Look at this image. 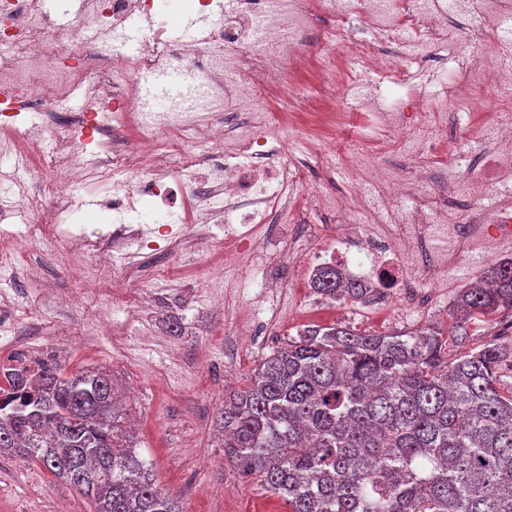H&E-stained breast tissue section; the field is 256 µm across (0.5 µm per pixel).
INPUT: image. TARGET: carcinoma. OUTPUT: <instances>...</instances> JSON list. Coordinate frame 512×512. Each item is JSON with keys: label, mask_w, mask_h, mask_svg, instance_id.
I'll list each match as a JSON object with an SVG mask.
<instances>
[{"label": "carcinoma", "mask_w": 512, "mask_h": 512, "mask_svg": "<svg viewBox=\"0 0 512 512\" xmlns=\"http://www.w3.org/2000/svg\"><path fill=\"white\" fill-rule=\"evenodd\" d=\"M330 300L367 298L333 266L312 277ZM512 313V257L457 291V330L361 334L308 327L224 397V456L288 512H512V392L496 338L450 357L465 325ZM0 453L38 461L94 512H181L159 492L121 424L112 378L59 365L3 374Z\"/></svg>", "instance_id": "carcinoma-1"}]
</instances>
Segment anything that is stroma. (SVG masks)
<instances>
[{
  "label": "stroma",
  "mask_w": 512,
  "mask_h": 512,
  "mask_svg": "<svg viewBox=\"0 0 512 512\" xmlns=\"http://www.w3.org/2000/svg\"><path fill=\"white\" fill-rule=\"evenodd\" d=\"M335 38L332 22L320 19L306 49L307 64L289 70V80L309 88L319 84L325 72L320 49ZM259 107L306 144H326L328 163L336 170L327 189L336 197H353L364 175V164L352 162L359 139L370 141L375 163L407 166L392 132L372 122L352 98L329 97L304 112L282 111L269 99ZM75 192L82 204L73 223L116 228L101 204L106 184L90 183ZM340 229L323 212L308 224L274 225L254 266L245 271L225 265L223 283L213 288L201 287L196 270L184 260L223 263L211 241L223 232L219 224L174 225L180 243L172 249L160 239L143 255L126 247L125 265L108 277L93 255L66 260L34 246L15 278L0 280V317L13 321L16 335L53 348L64 373L101 369L118 391L127 392L123 420L137 452L151 463L156 487L181 512H287L282 500L226 460L218 423L226 390L246 387L264 357L308 326L339 323L365 334L452 328L456 291L487 266L478 256L449 269L446 281L434 288H394L367 302H323L309 279L297 278L293 259L306 252L316 232ZM99 308L111 316L103 329L91 320ZM466 330L467 339L451 345V352L498 338L506 348L497 370L499 387L512 391V317L502 314ZM92 509L89 500L41 464L0 456V512Z\"/></svg>",
  "instance_id": "35a3bbf8"
}]
</instances>
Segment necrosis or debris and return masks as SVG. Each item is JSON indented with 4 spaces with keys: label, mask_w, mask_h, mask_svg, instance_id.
I'll list each match as a JSON object with an SVG mask.
<instances>
[{
    "label": "necrosis or debris",
    "mask_w": 512,
    "mask_h": 512,
    "mask_svg": "<svg viewBox=\"0 0 512 512\" xmlns=\"http://www.w3.org/2000/svg\"><path fill=\"white\" fill-rule=\"evenodd\" d=\"M165 2L86 0L83 18L62 32L44 12L43 0H0V145L13 152L18 165L44 167L49 186L76 179L108 182L105 206L122 218L138 214L148 197L161 201L171 214L190 206L192 223L225 225L223 238L214 245L228 258L255 257L256 227L277 222L288 206H333L321 183L308 178L305 160L267 126L247 127L237 148L216 145L226 134V107L251 112L261 99L303 97L302 88L288 86L285 75L301 59L316 13L332 16L342 35L338 49L343 56L399 85L411 78L406 59L425 65L433 48L457 45L462 34L492 56L512 49V0H382L391 18L387 24L376 23L371 0H191L211 24L179 46L165 37ZM138 16L144 19L141 47L128 57L115 44L128 20ZM355 18L370 22V37H347ZM491 18L496 21L492 28L487 25ZM88 24L96 39L87 46L81 31ZM168 69L182 74L189 93L171 112L160 113L141 102L138 81ZM483 76L477 61L458 56L448 91V104L457 116L472 109V91ZM495 79L502 90L495 104L497 141L481 164L473 163L470 151L447 148L443 129L426 111L412 114L401 132L435 166L468 178L469 208L437 203L438 184L431 173L383 181L381 194L370 197L368 207L389 212L393 232L382 234L363 220L351 221L336 242H317L303 264L322 260L382 290L419 288L446 277L449 265L466 263L473 248L490 259L500 243L512 240V206H483L500 194L505 175L512 172V74L501 71ZM82 85L96 101L103 127L112 133V150L102 158L88 157L78 148L69 133V116L56 111ZM18 102L56 112L55 155L36 152L35 130L16 126ZM171 158L185 176L178 192L160 182ZM336 209L339 216L348 213L345 206ZM43 212L42 194L22 189L0 197V220L24 218L28 237L53 254L82 251L108 259L117 257L123 246L146 244L138 232L46 224ZM439 235L447 238V250L422 253L421 243ZM0 328L9 334V354L0 357V372L18 367L34 372L51 362L48 350L11 337L10 322Z\"/></svg>",
    "instance_id": "4bbe7bcc"
}]
</instances>
